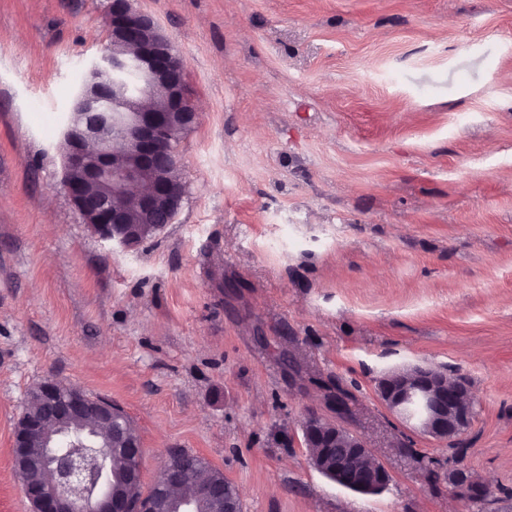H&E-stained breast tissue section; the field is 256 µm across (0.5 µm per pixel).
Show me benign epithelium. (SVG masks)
I'll use <instances>...</instances> for the list:
<instances>
[{
    "instance_id": "benign-epithelium-1",
    "label": "benign epithelium",
    "mask_w": 512,
    "mask_h": 512,
    "mask_svg": "<svg viewBox=\"0 0 512 512\" xmlns=\"http://www.w3.org/2000/svg\"><path fill=\"white\" fill-rule=\"evenodd\" d=\"M112 51L92 61L77 87L71 113L64 130L67 148L62 156V183L83 223L94 226L96 235L123 248L141 244L144 228H163L156 215L177 214L185 189L176 186L160 170L166 145L179 128L193 127L199 113L186 87V66L172 50L156 20L136 10L132 0H112L108 15ZM136 74L141 90L130 92L127 78ZM108 77L112 98L102 93L100 82ZM162 89L164 104L146 109L138 99ZM153 178L138 202L139 221L130 220L116 200L146 177ZM102 190L105 204L91 208L86 203V187ZM43 401L41 414L17 422L12 440L14 469L23 473L36 465L48 472L51 481L24 480L22 491L32 512H154L145 495L121 491L103 481L108 459L99 447L112 454L111 441H102V430L123 415L110 400L88 398L78 387L62 392L58 381L46 379L39 385ZM378 393L385 407L407 421H415L425 436L453 442L470 428L476 404L472 391L460 382H448V370L426 363L409 364L385 374ZM85 422L83 438L73 448L59 447L71 435L69 421ZM305 447L317 452L311 465L336 485L363 495L382 492L390 481L387 469L378 463L365 438L351 429L332 423L309 411L302 422ZM126 471L138 477L142 470L141 441L130 438L124 444ZM176 494L170 512H198L206 501L224 503V512H240L242 499H224V484L191 476V470L168 461L157 478ZM456 494L473 502L485 500L487 491L479 483L448 477Z\"/></svg>"
}]
</instances>
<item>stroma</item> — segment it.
<instances>
[{
    "label": "stroma",
    "mask_w": 512,
    "mask_h": 512,
    "mask_svg": "<svg viewBox=\"0 0 512 512\" xmlns=\"http://www.w3.org/2000/svg\"><path fill=\"white\" fill-rule=\"evenodd\" d=\"M109 3L0 0V512H31L11 437L49 378L126 411L146 490L177 449L243 512H512V0H133L199 119L180 211L127 249L62 186ZM418 362L471 384L456 444L378 396ZM310 408L367 440L381 494L311 467ZM448 485L453 492L473 502H481L487 496V491L483 485L479 483L470 484L460 477H448Z\"/></svg>",
    "instance_id": "obj_1"
}]
</instances>
